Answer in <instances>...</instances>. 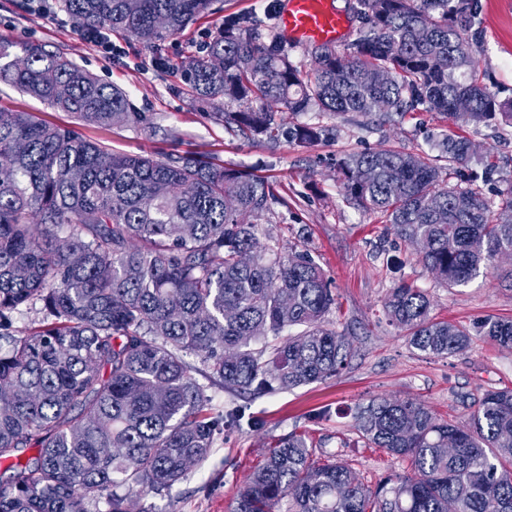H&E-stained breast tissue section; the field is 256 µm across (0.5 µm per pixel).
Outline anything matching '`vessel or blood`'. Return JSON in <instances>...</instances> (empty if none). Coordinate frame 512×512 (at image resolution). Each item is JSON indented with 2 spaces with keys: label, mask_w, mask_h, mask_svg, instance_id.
Segmentation results:
<instances>
[{
  "label": "vessel or blood",
  "mask_w": 512,
  "mask_h": 512,
  "mask_svg": "<svg viewBox=\"0 0 512 512\" xmlns=\"http://www.w3.org/2000/svg\"><path fill=\"white\" fill-rule=\"evenodd\" d=\"M279 29L290 43L346 41L351 19L339 10L335 0H283Z\"/></svg>",
  "instance_id": "b4317fda"
}]
</instances>
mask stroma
I'll return each mask as SVG.
<instances>
[{"instance_id":"35a3bbf8","label":"stroma","mask_w":512,"mask_h":512,"mask_svg":"<svg viewBox=\"0 0 512 512\" xmlns=\"http://www.w3.org/2000/svg\"><path fill=\"white\" fill-rule=\"evenodd\" d=\"M22 2L0 0V37L17 44L38 41L64 52L90 73L126 91L147 121L85 127L70 113L48 108L4 83H0V108L30 112L43 122L79 130L86 139L116 152L159 157L205 152L218 163L247 169L272 182L280 201L273 206L270 223L259 224V234L270 235L281 251H310L336 295L327 321L352 341V357L338 376L253 400L210 385L198 372L212 413L240 408L246 422L215 435L209 456L171 490L134 497L131 512H233L249 475L291 432L305 434L318 459L348 463L360 481L372 487L384 477L406 475L409 465L382 449L365 446L353 427L358 408L380 398H412L440 418L465 421L485 391L512 389V349L476 336L454 356L428 355L412 348L383 311L389 291L405 282L428 293L435 318L470 328L488 317L510 320L512 258L495 257L467 286L445 287L419 263L412 243L394 234L381 214L346 201L336 181L339 161L369 149H397L435 162L431 139L445 131L476 145L480 177L474 187L497 202L512 195L511 126L494 122L456 126L425 110L390 122L377 115L303 112L297 114V122L335 127V139L307 150L284 138L247 140L227 132L192 104L178 65L182 57L218 36L231 17L253 18L262 41H270L279 34L282 0H215L209 15L154 50L112 34L108 56L84 39L57 9L56 0H45L44 9L32 12ZM467 35L480 81L499 101H512V0H479Z\"/></svg>"}]
</instances>
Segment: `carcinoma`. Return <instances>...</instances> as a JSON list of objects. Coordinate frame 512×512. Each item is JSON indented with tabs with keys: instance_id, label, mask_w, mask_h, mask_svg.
<instances>
[{
	"instance_id": "obj_1",
	"label": "carcinoma",
	"mask_w": 512,
	"mask_h": 512,
	"mask_svg": "<svg viewBox=\"0 0 512 512\" xmlns=\"http://www.w3.org/2000/svg\"><path fill=\"white\" fill-rule=\"evenodd\" d=\"M57 2L86 32L120 31L154 48L214 0ZM474 2L356 0L364 24L351 51L317 45L307 71L280 41H260L250 18H230L180 69L192 102L225 129L285 136L300 149L337 129L287 124L274 106L369 116L384 99L388 118L424 106L455 125H512V103L478 82L459 27ZM0 81L87 126L141 119L123 89L42 43L1 37ZM436 147L458 183L394 149L351 156L338 180L346 200L417 242L432 275L461 287L512 255V197L497 207L471 188L470 140L445 134ZM278 201L267 180L206 154L116 153L0 111V319L21 306L42 314L26 335L0 334V463L9 471L0 512H88L101 499L108 512H128L132 496L181 481L187 462L205 460L214 435L244 416L210 412L188 354L212 384L254 398L339 373L350 339L325 323L336 298L323 269L307 251L284 255L258 237ZM384 310L424 353L455 354L473 334L433 318L427 294L406 283ZM475 334L512 347V320L487 318ZM270 336L279 343L252 347ZM355 427L410 473L370 488L342 461H315L306 437L290 433L248 477L235 512H512V390L486 391L466 422L382 398L357 412ZM22 448L37 453L22 462Z\"/></svg>"
}]
</instances>
